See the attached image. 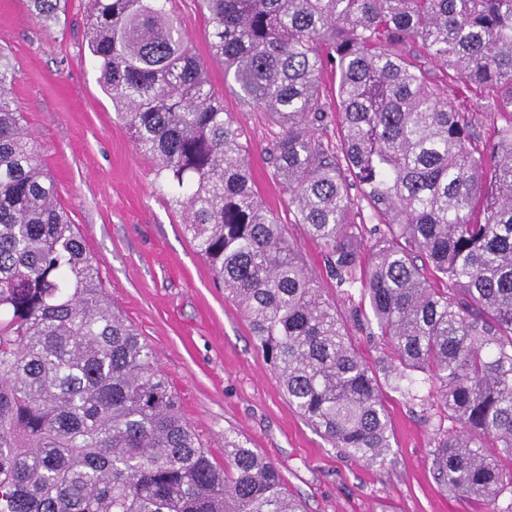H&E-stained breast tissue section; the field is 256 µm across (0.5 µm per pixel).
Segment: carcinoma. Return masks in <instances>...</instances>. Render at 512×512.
I'll return each instance as SVG.
<instances>
[{
	"label": "carcinoma",
	"instance_id": "obj_1",
	"mask_svg": "<svg viewBox=\"0 0 512 512\" xmlns=\"http://www.w3.org/2000/svg\"><path fill=\"white\" fill-rule=\"evenodd\" d=\"M29 2L46 26L62 11ZM198 2L212 60L280 128L269 156L293 223L324 246L336 287L368 303L387 346L372 362L261 204L249 145L169 0H89L87 45L289 404L334 447L382 463L379 377L413 400L428 383L450 422L432 433L438 479L512 512V0ZM406 44L416 55L393 50ZM424 58L509 115L482 149ZM14 74L0 48V512H302L234 432L222 467L199 444L58 204ZM328 120L332 148L315 138ZM368 221L383 228L366 253Z\"/></svg>",
	"mask_w": 512,
	"mask_h": 512
}]
</instances>
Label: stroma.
<instances>
[{
	"label": "stroma",
	"mask_w": 512,
	"mask_h": 512,
	"mask_svg": "<svg viewBox=\"0 0 512 512\" xmlns=\"http://www.w3.org/2000/svg\"><path fill=\"white\" fill-rule=\"evenodd\" d=\"M87 2L67 0L57 22L45 27L28 0H0V47L15 65L14 103L107 293L152 347L210 458L223 463L224 434L238 433L279 467L307 512H485V502L449 494L433 476L430 441L444 412L427 400V386L413 401L382 383L392 428L381 464L344 454L289 404L245 317L214 281L150 160L138 153L102 91L85 41ZM170 8L193 51L209 57L212 26L197 0H172ZM208 73L225 111L246 133L260 200L348 320L358 352L374 360L382 342L350 320L359 294L337 291L322 246L304 225L293 223L287 196L271 174L277 127L231 89L220 65L211 64Z\"/></svg>",
	"instance_id": "stroma-1"
}]
</instances>
